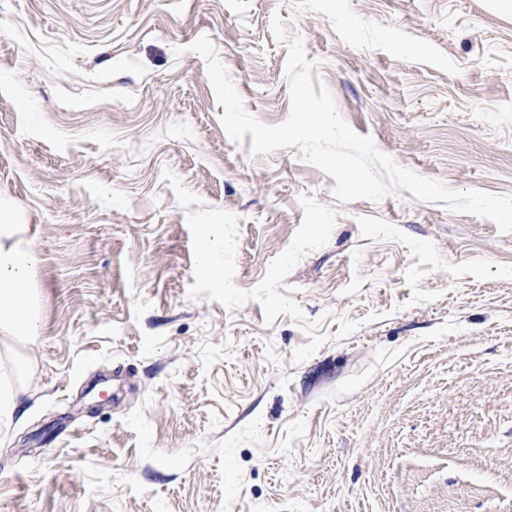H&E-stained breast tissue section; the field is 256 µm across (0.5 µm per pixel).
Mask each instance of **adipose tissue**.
I'll list each match as a JSON object with an SVG mask.
<instances>
[{"mask_svg":"<svg viewBox=\"0 0 512 512\" xmlns=\"http://www.w3.org/2000/svg\"><path fill=\"white\" fill-rule=\"evenodd\" d=\"M37 256L21 224L0 225V429L15 424L22 398L26 357L17 342L35 343L38 326L29 275Z\"/></svg>","mask_w":512,"mask_h":512,"instance_id":"obj_1","label":"adipose tissue"}]
</instances>
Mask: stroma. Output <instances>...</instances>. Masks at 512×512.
Returning <instances> with one entry per match:
<instances>
[{"label": "stroma", "mask_w": 512, "mask_h": 512, "mask_svg": "<svg viewBox=\"0 0 512 512\" xmlns=\"http://www.w3.org/2000/svg\"><path fill=\"white\" fill-rule=\"evenodd\" d=\"M276 14L399 166L512 196L495 0H0V211L39 257L0 512H512V233L231 140L189 46L281 123Z\"/></svg>", "instance_id": "35a3bbf8"}]
</instances>
